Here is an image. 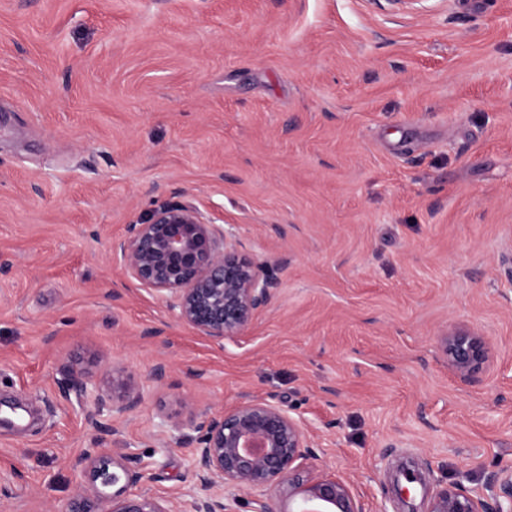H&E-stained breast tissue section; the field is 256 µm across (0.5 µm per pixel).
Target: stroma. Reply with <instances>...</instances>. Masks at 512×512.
<instances>
[{
  "label": "stroma",
  "mask_w": 512,
  "mask_h": 512,
  "mask_svg": "<svg viewBox=\"0 0 512 512\" xmlns=\"http://www.w3.org/2000/svg\"><path fill=\"white\" fill-rule=\"evenodd\" d=\"M166 198L279 280L237 341L112 261ZM454 323L494 352L468 381L440 360ZM67 365L132 377L115 434ZM252 396L364 512L512 470V0H0V397L32 410L0 428V512H65L99 448L176 501L190 413Z\"/></svg>",
  "instance_id": "obj_1"
}]
</instances>
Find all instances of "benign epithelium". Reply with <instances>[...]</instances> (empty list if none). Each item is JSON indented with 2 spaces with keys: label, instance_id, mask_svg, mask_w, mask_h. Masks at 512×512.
<instances>
[{
  "label": "benign epithelium",
  "instance_id": "1",
  "mask_svg": "<svg viewBox=\"0 0 512 512\" xmlns=\"http://www.w3.org/2000/svg\"><path fill=\"white\" fill-rule=\"evenodd\" d=\"M112 259L140 286L172 299L169 311L177 321L220 345L244 335L278 288L267 264L240 252L231 232L186 201H160L145 220L128 225L126 235L112 242ZM439 351L463 381L486 372L492 363L487 337L466 324L447 326ZM96 401L88 415L90 426L113 434L116 429L99 416L106 412L121 419L136 407L139 396L130 377L119 375ZM198 431L197 491L176 505L129 492L139 473L102 448L87 458L83 484L65 512H231L229 500L242 490L261 493L253 500V512H364L346 482L314 472L308 429L278 405L250 397L206 418ZM102 487L112 488L105 511L98 509ZM271 488L277 495L264 496ZM486 491L474 495L453 483L429 499L426 512H512V473L490 475Z\"/></svg>",
  "mask_w": 512,
  "mask_h": 512
}]
</instances>
